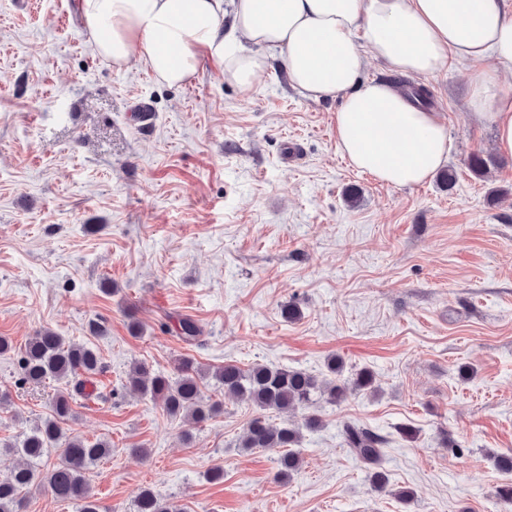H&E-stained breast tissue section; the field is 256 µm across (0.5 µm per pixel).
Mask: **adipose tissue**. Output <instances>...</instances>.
Returning a JSON list of instances; mask_svg holds the SVG:
<instances>
[{"instance_id":"ef3b65f1","label":"adipose tissue","mask_w":512,"mask_h":512,"mask_svg":"<svg viewBox=\"0 0 512 512\" xmlns=\"http://www.w3.org/2000/svg\"><path fill=\"white\" fill-rule=\"evenodd\" d=\"M97 54L123 68L139 59L155 80L189 81L206 62L240 88L257 87L274 50L291 85L315 100L341 98L337 145L351 165L385 184L411 186L446 162L438 113L393 83L366 77V58L387 72L431 77L455 58L483 63L471 107L512 155V0H81Z\"/></svg>"}]
</instances>
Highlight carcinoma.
Instances as JSON below:
<instances>
[{"label": "carcinoma", "instance_id": "1", "mask_svg": "<svg viewBox=\"0 0 512 512\" xmlns=\"http://www.w3.org/2000/svg\"><path fill=\"white\" fill-rule=\"evenodd\" d=\"M494 163V159L481 155H472L467 161L469 171L478 179L486 178ZM202 334L203 330L193 320H180L182 342L196 344ZM18 366L21 385L38 387L50 379H64L68 383L74 382V390L80 393L84 387L79 376L101 369L95 350L67 342L50 329L39 331L28 341L19 354ZM326 369L325 373H315L303 368L264 364L244 368L227 362L209 372L183 358L174 377L144 363H135L123 388L157 399L168 415L198 425L212 418L221 407L218 402H204L200 397L201 381L211 377L219 392L244 400L257 411L239 447L279 450L278 472L287 478L301 467L302 459L295 447L299 445L302 433L286 420L278 425L268 423L266 414L309 409L322 396L330 403L339 404L354 392L374 388V374L367 368L344 379L342 360L332 356L327 359ZM72 401L70 393L56 394L51 417L14 442L0 441V453H12L23 459L22 465L0 477V512H21L22 492L34 486L48 488L58 501L80 503L81 512H98L85 472L110 457L112 447L105 441L92 442L66 432L64 425L71 414ZM340 436L343 445L368 466L380 465L383 448L389 443L388 436L357 422L344 423ZM54 450L60 451V462L46 470L43 468L44 458ZM136 512H173V509L160 496L146 489L138 497Z\"/></svg>", "mask_w": 512, "mask_h": 512}]
</instances>
